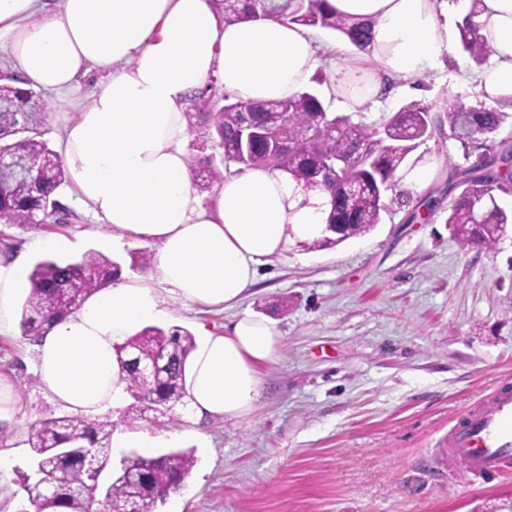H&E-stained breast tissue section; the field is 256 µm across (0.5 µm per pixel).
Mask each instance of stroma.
Instances as JSON below:
<instances>
[{
    "mask_svg": "<svg viewBox=\"0 0 512 512\" xmlns=\"http://www.w3.org/2000/svg\"><path fill=\"white\" fill-rule=\"evenodd\" d=\"M337 33L317 29L321 54L315 90L335 115L380 124L403 105H477L468 78L477 67L453 48L443 67L419 90L392 80L379 104L349 108L335 93L336 69L359 65ZM89 80L68 94L42 92L45 138L58 147L61 127L75 103L88 102ZM438 160L443 170L468 169L476 153L460 143L431 138L409 157ZM74 216L66 224H0V254L27 251L29 262L65 261L96 250L125 275H146L133 261L143 243L124 241L97 223L67 188ZM435 212H428V199ZM447 180L384 214L369 233L323 250L291 244L265 264L258 283L236 307L202 311L162 294L161 327L220 333L236 315L275 321L282 335L276 362L261 370L262 397L243 422L197 419L185 404L170 412L101 413L113 427L144 432L155 454L192 452L196 462L184 484L155 512H512V478L470 485L441 478L435 451L448 423L477 397L512 381V228L495 248H465L445 218L454 200ZM66 240L45 254L40 237ZM36 348L21 328L0 335V377L11 384L21 410L0 445V512H19L26 500L15 475L31 468L26 442L31 423L63 414L39 386Z\"/></svg>",
    "mask_w": 512,
    "mask_h": 512,
    "instance_id": "stroma-1",
    "label": "stroma"
}]
</instances>
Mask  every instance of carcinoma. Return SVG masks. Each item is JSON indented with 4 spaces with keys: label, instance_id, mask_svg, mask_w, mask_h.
I'll return each instance as SVG.
<instances>
[{
    "label": "carcinoma",
    "instance_id": "carcinoma-1",
    "mask_svg": "<svg viewBox=\"0 0 512 512\" xmlns=\"http://www.w3.org/2000/svg\"><path fill=\"white\" fill-rule=\"evenodd\" d=\"M481 0L458 24L462 51L481 64L490 53L475 21ZM219 18L226 24L244 17L275 20L303 27H320L341 34L359 50L371 40L370 24L353 20L331 8L328 0H299L294 6L277 0H213ZM10 75L0 78V100L13 110V121L0 123V152L20 153L31 163L27 174L17 177L12 187L0 195V224L55 223L64 205L55 197L66 180L62 157L44 139L42 130L46 105L35 90L17 87ZM268 128L285 149L270 158L263 148L255 149L244 168L279 171L301 187L317 185L324 202L317 208L329 236L309 242L320 249L362 236L382 221L393 199L396 173L407 156L421 143L434 137L454 139L464 148L484 150L479 165L448 174V187L464 186L448 208L445 223L465 247L493 248L512 224V213L501 208L493 195L496 189L512 188V149L495 150L486 136L503 128L508 113L502 100L491 107L478 108L458 101L439 110L412 102L393 113L380 126L349 116L334 117L320 97L301 90L280 101H207L199 112L187 113L189 131L206 127L209 139L223 150V158L235 160V130L241 113ZM358 153L359 161L343 173L330 171L329 160ZM197 191L205 192L224 180V163L192 145L188 156ZM120 275V265L90 251L69 262L45 260L31 270L29 291L23 304L20 326L24 334L41 336L91 294L112 284ZM194 336L186 329L147 326L131 337L117 354L128 393L134 403L129 412L142 413L161 406L172 409L184 398V369L195 348ZM170 357L167 373L145 379L142 364L157 354ZM112 422L92 421L82 415L64 414L42 419L30 426L28 444L33 456L34 476L20 473L27 501L35 512H92L94 504L102 512H131L135 500L144 501L151 512L153 498H164L177 490L195 465L187 451H170L157 457L132 454L121 460L118 474L96 499L97 481L110 459Z\"/></svg>",
    "mask_w": 512,
    "mask_h": 512
}]
</instances>
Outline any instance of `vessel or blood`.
<instances>
[{
	"label": "vessel or blood",
	"mask_w": 512,
	"mask_h": 512,
	"mask_svg": "<svg viewBox=\"0 0 512 512\" xmlns=\"http://www.w3.org/2000/svg\"><path fill=\"white\" fill-rule=\"evenodd\" d=\"M439 471H463L470 482L512 475V386L482 394L440 440Z\"/></svg>",
	"instance_id": "b4317fda"
}]
</instances>
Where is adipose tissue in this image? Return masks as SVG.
Returning <instances> with one entry per match:
<instances>
[{"label":"adipose tissue","instance_id":"1","mask_svg":"<svg viewBox=\"0 0 512 512\" xmlns=\"http://www.w3.org/2000/svg\"><path fill=\"white\" fill-rule=\"evenodd\" d=\"M373 21L370 56L407 82L441 67L452 46L441 0H329ZM478 22L493 58L477 72L486 103L512 95V0H481ZM313 36L265 19L221 22L212 0H0V50L31 85L72 90L95 75L88 103L63 127V162L77 202L95 219L155 248L153 274L124 276L93 293L40 337L42 389L77 413L128 399L116 349L162 313L158 286L184 304L226 309L258 280L263 260L290 240L325 235L315 204L287 175L255 168L225 177L203 204L187 167L189 98L218 80L236 101H277L301 91L318 66ZM353 104L378 97L372 69L338 70ZM24 255L0 256V334L28 279ZM272 321L243 314L223 333L203 331L184 373L196 417L241 420L261 396L260 370L276 361Z\"/></svg>","mask_w":512,"mask_h":512}]
</instances>
